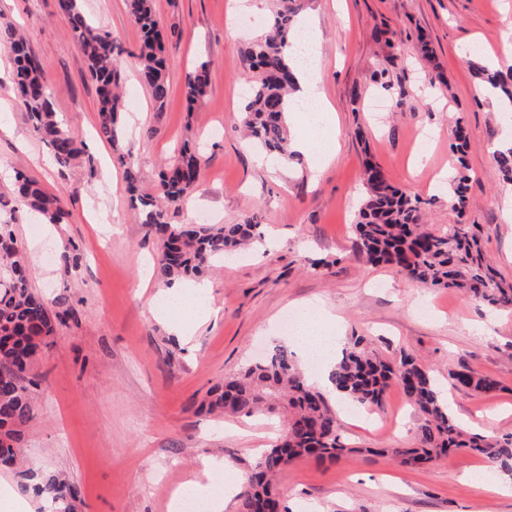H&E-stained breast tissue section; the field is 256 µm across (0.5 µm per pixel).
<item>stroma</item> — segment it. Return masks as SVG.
I'll return each mask as SVG.
<instances>
[{
	"mask_svg": "<svg viewBox=\"0 0 512 512\" xmlns=\"http://www.w3.org/2000/svg\"><path fill=\"white\" fill-rule=\"evenodd\" d=\"M86 14L126 50L121 85L127 129L120 150L98 131L97 95L58 0H0V13L23 29L49 79L54 107L86 154L61 169L31 130L12 87V58L0 50V193L16 172L66 197L70 222L58 230L34 212L13 226L34 270L31 288L46 299L69 295L77 314L63 316L28 376L35 417L21 446L29 463L65 474L78 491L74 512H172L174 494L201 473L204 458L226 463V478L269 448L271 418L215 417L202 411L208 390L274 346L287 344L281 322L307 304L329 316L328 332L362 336L385 357L417 354L447 383L467 368L501 385L495 396L447 391L455 418L473 432L512 434V311L492 310L458 290L424 288L356 253L365 161L392 183L426 200L424 220L456 223L435 179L455 167L449 145L463 118L469 141L466 223L485 228V249L512 282V185L493 151L507 126L495 104L472 93L461 52L482 46L480 61L504 64L502 34L512 28V0H308L300 24L321 51L319 88L336 111L332 162L305 156L283 170L263 163L239 127L251 73L247 44L264 33L273 0H156L170 93L157 109L139 80L132 53L140 32L125 0H82ZM431 58H424L421 43ZM210 61L207 95L185 108V79ZM385 85L372 82L373 71ZM431 136L430 157L415 168V134ZM189 143L199 146L196 189L170 212L174 224H233L255 215L265 243L224 259L205 275L210 317L190 338L174 335L157 313L166 288L154 273L155 240L131 207L118 152L139 165L142 192L158 194V171ZM82 253L63 277L47 254L67 241ZM313 259L324 268L311 269ZM351 451L333 463L299 460L278 476L292 512H512V484L490 463L463 453L408 469L384 456L413 440L420 417L397 389L381 408L359 411L328 395Z\"/></svg>",
	"mask_w": 512,
	"mask_h": 512,
	"instance_id": "35a3bbf8",
	"label": "stroma"
}]
</instances>
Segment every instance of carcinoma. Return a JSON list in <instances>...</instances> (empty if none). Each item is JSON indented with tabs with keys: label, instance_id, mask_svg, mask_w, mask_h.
I'll use <instances>...</instances> for the list:
<instances>
[{
	"label": "carcinoma",
	"instance_id": "obj_1",
	"mask_svg": "<svg viewBox=\"0 0 512 512\" xmlns=\"http://www.w3.org/2000/svg\"><path fill=\"white\" fill-rule=\"evenodd\" d=\"M128 14L141 31L138 48L140 81L163 109L168 98L166 60L154 0H125ZM67 17L86 68L95 81L100 134L112 145L123 137L121 114L126 109L118 91L122 49L107 31L86 15L80 0H59ZM305 0H279L270 30L245 51L256 79L240 121L253 147L266 155L288 159L287 114L296 107L291 98L295 85L293 56L296 17ZM0 48L13 58L12 83L19 107L32 131L50 149L56 164L67 168L83 149L58 120L49 81L25 37L14 25L0 20ZM473 73L492 90L495 103L512 111V67L493 69L471 63ZM210 83V62H200L186 76V108L192 110ZM457 174L448 197L459 217L469 206L467 138L456 123ZM494 156L503 179L512 182V145L496 147ZM132 202L142 224L156 240L159 253L155 273L166 283L203 277L224 255L261 240L258 223L248 217L236 224L214 226L173 224L169 212L180 208L200 174L198 152L184 145L158 173L160 196L139 190V175L132 157H120ZM364 198L355 224L357 254L371 264H386L416 283L435 288L458 289L492 307L512 309V283L497 278L482 247L481 227L459 222L440 231L420 223L421 201L392 184L383 169L365 165ZM39 213L46 224L67 223L70 212L60 194L45 190L36 180L17 173L7 198L0 197V464L15 467L20 489L43 497L57 512H72L74 487L55 474L18 466L23 428L34 418L33 397L26 374L40 349L54 335L60 312L71 311L69 300L58 296L47 302L29 287L30 264L14 239L11 224L24 210ZM79 247L68 242L60 255L65 275L79 269ZM451 385L467 392L492 396L500 383L469 369L449 372ZM336 392L363 408L378 407L392 386L421 414L412 447L379 449L399 465L420 467L439 455L466 452L487 459L499 475L512 480V435L488 439L465 429L448 410L438 382L416 356L402 352L386 358L369 349L365 339L355 336L342 348L329 375ZM208 412L239 417L287 413L279 440L264 450L250 465L243 489L238 494L237 512H279L274 488L277 474L304 458L336 460L351 449L340 440L336 413L322 393L310 385L294 361V352L277 346L266 358L251 363L225 379L208 394Z\"/></svg>",
	"mask_w": 512,
	"mask_h": 512
}]
</instances>
